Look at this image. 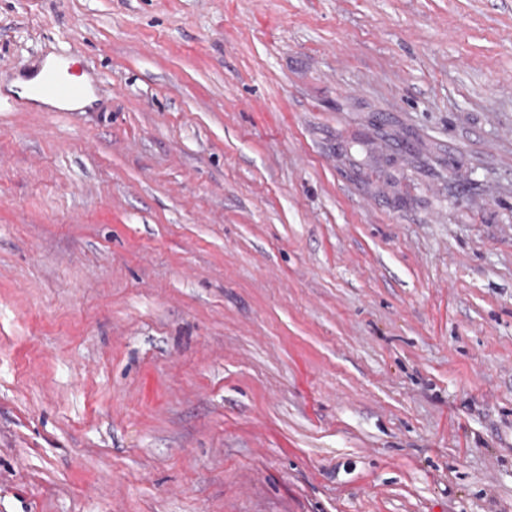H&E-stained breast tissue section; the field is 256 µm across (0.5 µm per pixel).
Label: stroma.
<instances>
[{
  "label": "stroma",
  "instance_id": "obj_1",
  "mask_svg": "<svg viewBox=\"0 0 512 512\" xmlns=\"http://www.w3.org/2000/svg\"><path fill=\"white\" fill-rule=\"evenodd\" d=\"M0 512H512V0H0ZM40 90L42 96L56 100L63 101L73 98L68 101V105H83L89 102L88 93L79 95L81 86L73 81L50 78L40 85Z\"/></svg>",
  "mask_w": 512,
  "mask_h": 512
}]
</instances>
